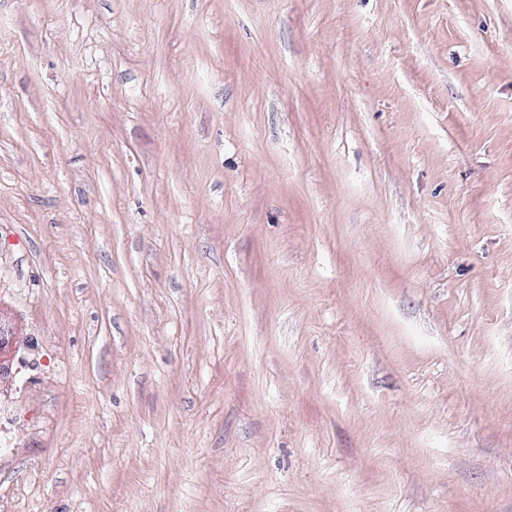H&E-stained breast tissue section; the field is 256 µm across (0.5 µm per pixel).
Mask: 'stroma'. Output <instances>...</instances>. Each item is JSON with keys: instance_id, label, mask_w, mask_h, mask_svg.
<instances>
[{"instance_id": "stroma-1", "label": "stroma", "mask_w": 512, "mask_h": 512, "mask_svg": "<svg viewBox=\"0 0 512 512\" xmlns=\"http://www.w3.org/2000/svg\"><path fill=\"white\" fill-rule=\"evenodd\" d=\"M0 512H512V0H0Z\"/></svg>"}]
</instances>
